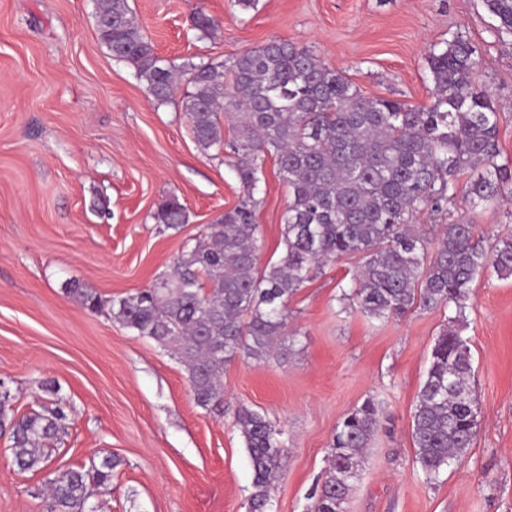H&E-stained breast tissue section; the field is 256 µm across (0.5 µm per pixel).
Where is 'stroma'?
Instances as JSON below:
<instances>
[{
    "label": "stroma",
    "mask_w": 512,
    "mask_h": 512,
    "mask_svg": "<svg viewBox=\"0 0 512 512\" xmlns=\"http://www.w3.org/2000/svg\"><path fill=\"white\" fill-rule=\"evenodd\" d=\"M156 55L217 63L286 39L343 71L367 97L433 100L425 56L462 34L476 46L477 86L500 114L512 160V36H498L484 0H128ZM96 0H0V380L19 412L41 410L56 382L70 403L53 467L114 454L122 464L102 512H246L252 470L235 425L239 407L265 413L287 438L274 512H307L336 425L366 399L374 434L345 512H512V277L471 285L467 338L477 435L438 482L416 462L412 419L448 309L375 320L340 301L357 260L325 268L290 300L300 343L287 361L238 359L224 368V404L195 405L187 373L154 341L67 295L76 281L110 299L137 293L173 267L185 243L243 199L227 157L196 144L179 100L158 103L95 26ZM215 21L202 32L195 9ZM256 222L260 263L280 254L288 189L264 165ZM185 205L176 229L157 223L164 200ZM466 217L492 243L512 233V204L417 213L429 237ZM0 436V512H44L46 472H18Z\"/></svg>",
    "instance_id": "35a3bbf8"
}]
</instances>
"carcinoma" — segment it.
Instances as JSON below:
<instances>
[{
    "label": "carcinoma",
    "instance_id": "1",
    "mask_svg": "<svg viewBox=\"0 0 512 512\" xmlns=\"http://www.w3.org/2000/svg\"><path fill=\"white\" fill-rule=\"evenodd\" d=\"M485 4L497 33L512 35V0ZM96 22L100 40L136 68L155 101H171L186 83L183 111L196 143L204 151H230L245 194L203 237L185 244L172 274L111 299V318L174 351L187 369L196 406L215 409L224 401V366L242 357L288 356L298 342V331L288 329L290 299L325 267L360 257L341 299L355 301L368 317L389 320L416 308L454 307L431 349L413 420L416 462L424 480L435 483L476 435L471 352L461 335L471 285L489 270L512 276L511 234L486 248L475 238V225L461 217L444 225L434 244L413 224L419 212H449L467 173L472 210L512 194V161H499V112L474 87L476 48L459 34L431 48L426 60L433 102L413 107L365 97L343 72L286 39L218 64L176 65L156 56L128 0H97ZM223 115L236 120L237 133L228 142ZM268 154L289 201L282 252L261 268L255 195ZM155 220L176 228L187 220L186 207L167 200ZM69 293L92 312L104 306L91 288L74 284ZM40 388L55 396V407L20 414L14 397H0V431H9L21 472L47 469L44 444L67 428L55 384L44 380ZM235 425L253 471L247 512H270L272 483L287 459L285 440L264 414L248 407L238 409ZM379 425L371 399L342 418L323 481L312 493L313 512H337L346 502ZM121 465L109 454L86 469L54 470L43 491L45 512H98L93 498Z\"/></svg>",
    "mask_w": 512,
    "mask_h": 512
}]
</instances>
